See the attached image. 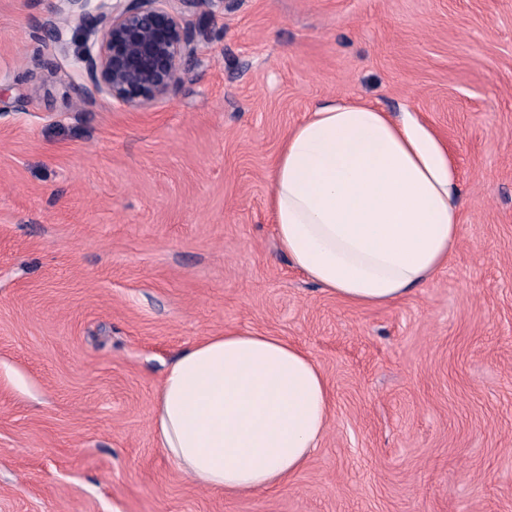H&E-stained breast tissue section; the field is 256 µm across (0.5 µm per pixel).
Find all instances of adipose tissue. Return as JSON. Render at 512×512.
I'll list each match as a JSON object with an SVG mask.
<instances>
[{
  "instance_id": "1",
  "label": "adipose tissue",
  "mask_w": 512,
  "mask_h": 512,
  "mask_svg": "<svg viewBox=\"0 0 512 512\" xmlns=\"http://www.w3.org/2000/svg\"><path fill=\"white\" fill-rule=\"evenodd\" d=\"M280 250L328 295L361 307L411 295L460 233L457 174L420 113L338 99L289 128L269 174ZM331 417L326 377L294 343L229 328L182 350L151 408L159 448L193 484L272 490L304 468Z\"/></svg>"
}]
</instances>
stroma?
I'll return each mask as SVG.
<instances>
[{
  "instance_id": "1",
  "label": "stroma",
  "mask_w": 512,
  "mask_h": 512,
  "mask_svg": "<svg viewBox=\"0 0 512 512\" xmlns=\"http://www.w3.org/2000/svg\"><path fill=\"white\" fill-rule=\"evenodd\" d=\"M55 2L0 0V512H512V0H226L137 111L76 109ZM340 98L422 113L457 171L447 268L387 306L323 293L268 210L285 132ZM227 328L328 381L277 490L194 486L154 439L167 365Z\"/></svg>"
}]
</instances>
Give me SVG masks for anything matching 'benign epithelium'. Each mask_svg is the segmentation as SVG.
Masks as SVG:
<instances>
[{"instance_id": "obj_1", "label": "benign epithelium", "mask_w": 512, "mask_h": 512, "mask_svg": "<svg viewBox=\"0 0 512 512\" xmlns=\"http://www.w3.org/2000/svg\"><path fill=\"white\" fill-rule=\"evenodd\" d=\"M173 1L209 14L224 10V0H59L55 16L36 28L49 33L64 53L63 25L78 20L86 42L78 58L79 103L107 96L139 110L174 92L185 62L197 53L199 32L184 22Z\"/></svg>"}]
</instances>
